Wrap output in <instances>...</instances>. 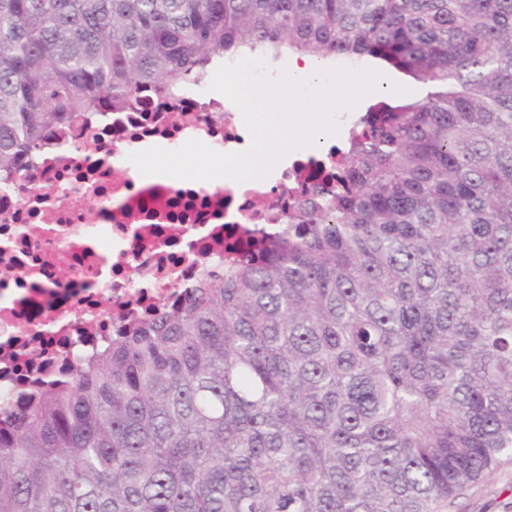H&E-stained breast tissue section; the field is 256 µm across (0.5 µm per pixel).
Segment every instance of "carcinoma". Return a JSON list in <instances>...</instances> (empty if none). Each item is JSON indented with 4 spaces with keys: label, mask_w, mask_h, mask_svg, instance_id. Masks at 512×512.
<instances>
[{
    "label": "carcinoma",
    "mask_w": 512,
    "mask_h": 512,
    "mask_svg": "<svg viewBox=\"0 0 512 512\" xmlns=\"http://www.w3.org/2000/svg\"><path fill=\"white\" fill-rule=\"evenodd\" d=\"M384 63L295 202L0 406V512H438L512 456V0H0V171L243 57ZM373 71L383 70L388 75H390V81L392 85V91L386 93L389 98H410V97H420L422 96L423 89L420 84L415 83L401 74H397L389 69H371Z\"/></svg>",
    "instance_id": "obj_1"
}]
</instances>
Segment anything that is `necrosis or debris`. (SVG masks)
<instances>
[{
	"mask_svg": "<svg viewBox=\"0 0 512 512\" xmlns=\"http://www.w3.org/2000/svg\"><path fill=\"white\" fill-rule=\"evenodd\" d=\"M191 139L232 152L251 135L226 97L148 90L124 110L85 113L0 173V404L98 349L119 327L115 309L138 320L179 302L236 257L242 225L284 223L287 196L147 183L129 160Z\"/></svg>",
	"mask_w": 512,
	"mask_h": 512,
	"instance_id": "obj_1",
	"label": "necrosis or debris"
}]
</instances>
